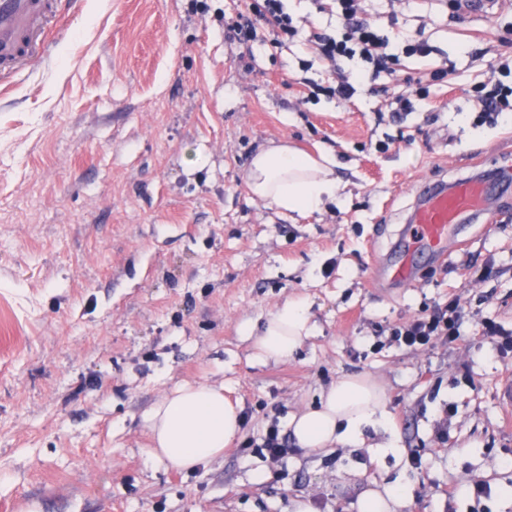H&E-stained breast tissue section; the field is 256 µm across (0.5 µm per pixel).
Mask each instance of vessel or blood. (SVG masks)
<instances>
[{"label":"vessel or blood","instance_id":"obj_1","mask_svg":"<svg viewBox=\"0 0 512 512\" xmlns=\"http://www.w3.org/2000/svg\"><path fill=\"white\" fill-rule=\"evenodd\" d=\"M63 16L60 0H0V83L10 81L32 61L52 56V30ZM502 189L496 170L462 177L451 186H420L406 235L391 257L377 256L374 273L390 281H410L421 259L440 264L466 247V225L495 223L494 197Z\"/></svg>","mask_w":512,"mask_h":512}]
</instances>
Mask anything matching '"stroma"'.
<instances>
[{
    "mask_svg": "<svg viewBox=\"0 0 512 512\" xmlns=\"http://www.w3.org/2000/svg\"><path fill=\"white\" fill-rule=\"evenodd\" d=\"M450 0H368L434 46L381 96L308 100L328 66L297 38L242 45L225 17L251 0H71L52 62L0 85V512H359L365 491L411 488L409 512H512V425L497 398L512 352V196L466 231L447 264L411 286L373 280L416 184L493 164L512 179V118L480 124L484 84L512 57V0L453 18ZM451 82L415 95L425 69ZM413 111L380 116L386 97ZM336 161L320 211L253 198L246 170L270 142ZM305 297L315 330L285 363L252 357L276 306ZM460 297L467 343L420 351L391 330ZM383 388L396 451L366 428L353 448L300 447L271 462L247 448L343 378ZM218 382L241 431L190 471L153 463L142 416L184 383ZM447 443H439V432ZM492 493L473 498V478Z\"/></svg>",
    "mask_w": 512,
    "mask_h": 512,
    "instance_id": "1",
    "label": "stroma"
}]
</instances>
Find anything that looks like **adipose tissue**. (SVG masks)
I'll return each mask as SVG.
<instances>
[{
	"mask_svg": "<svg viewBox=\"0 0 512 512\" xmlns=\"http://www.w3.org/2000/svg\"><path fill=\"white\" fill-rule=\"evenodd\" d=\"M327 157L315 158L286 144L260 150L247 170L251 194L284 212L304 214L334 198L338 184ZM311 332L307 306L292 298L278 304L256 336L253 357L284 362ZM152 444L149 455L160 464L190 470L223 455L241 429L239 411L223 385L185 383L162 395L143 415ZM384 393L375 383L345 378L323 392L318 407L294 413L289 426L297 443L321 449L359 442L368 426L385 425Z\"/></svg>",
	"mask_w": 512,
	"mask_h": 512,
	"instance_id": "adipose-tissue-1",
	"label": "adipose tissue"
}]
</instances>
